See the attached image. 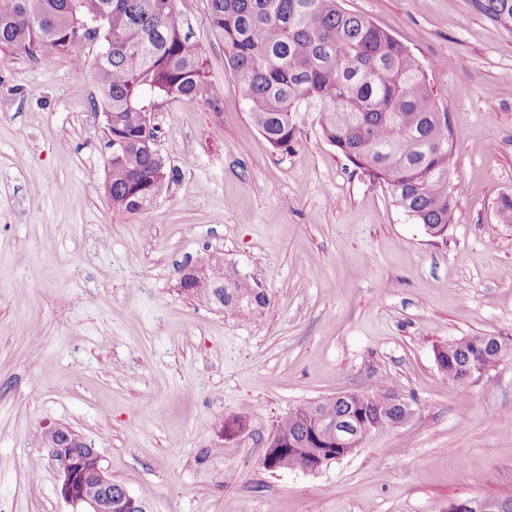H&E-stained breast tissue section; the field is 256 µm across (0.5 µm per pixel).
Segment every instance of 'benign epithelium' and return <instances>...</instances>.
<instances>
[{
	"label": "benign epithelium",
	"instance_id": "obj_1",
	"mask_svg": "<svg viewBox=\"0 0 512 512\" xmlns=\"http://www.w3.org/2000/svg\"><path fill=\"white\" fill-rule=\"evenodd\" d=\"M49 453L56 462L61 478V495L75 512H148V504L140 502L127 488L108 476L102 464L86 468V460L100 458L96 449L78 439L67 427H56L47 433ZM498 500L468 499L455 503L449 512H504Z\"/></svg>",
	"mask_w": 512,
	"mask_h": 512
}]
</instances>
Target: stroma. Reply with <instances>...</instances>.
I'll list each match as a JSON object with an SVG mask.
<instances>
[{
    "mask_svg": "<svg viewBox=\"0 0 512 512\" xmlns=\"http://www.w3.org/2000/svg\"><path fill=\"white\" fill-rule=\"evenodd\" d=\"M429 65L454 144L455 222L425 234L322 136L274 150L205 0H176L211 96L156 107L175 173L116 221L90 72L99 43L0 51V512H71L42 441L70 427L151 512H448L512 498V354L460 385L438 345L512 336V33L468 0H341ZM448 58L450 66L434 68ZM223 254L269 304L240 319L178 290ZM386 379L404 425L318 473L269 471L293 408ZM247 413L244 429L233 420Z\"/></svg>",
    "mask_w": 512,
    "mask_h": 512,
    "instance_id": "stroma-1",
    "label": "stroma"
}]
</instances>
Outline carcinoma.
Listing matches in <instances>:
<instances>
[{
	"mask_svg": "<svg viewBox=\"0 0 512 512\" xmlns=\"http://www.w3.org/2000/svg\"><path fill=\"white\" fill-rule=\"evenodd\" d=\"M471 8L512 32V0H469ZM212 31L251 119L268 143L286 151L296 136L295 115L318 112L324 138L373 183L389 187L394 202L434 238L456 212L448 183L453 149L448 113L439 110L426 67L408 47L340 0H207ZM102 23L92 80L97 107L112 113V133L126 147L108 171L112 213L149 209L173 179L153 147L152 108L210 91L202 55L176 9V0H0V48L20 47L36 60L44 49L64 51L93 39L83 25ZM223 267L224 312L249 318L269 304L239 271L212 255L203 267ZM512 351L502 336L484 347L464 339L440 346L451 357L454 382L464 367L492 368ZM406 398L380 380L364 399L351 392L301 404L269 440V470H298L316 449L315 434L336 421L351 425L361 444L401 415Z\"/></svg>",
	"mask_w": 512,
	"mask_h": 512,
	"instance_id": "carcinoma-1",
	"label": "carcinoma"
}]
</instances>
